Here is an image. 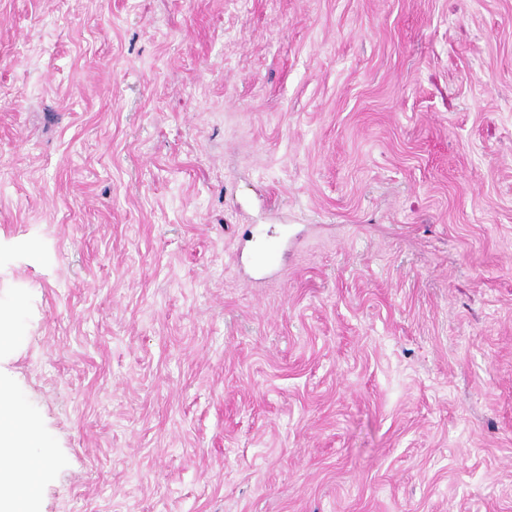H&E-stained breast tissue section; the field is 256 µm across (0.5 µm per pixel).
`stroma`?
<instances>
[{"label": "stroma", "mask_w": 512, "mask_h": 512, "mask_svg": "<svg viewBox=\"0 0 512 512\" xmlns=\"http://www.w3.org/2000/svg\"><path fill=\"white\" fill-rule=\"evenodd\" d=\"M14 302L35 512H512V0H0Z\"/></svg>", "instance_id": "35a3bbf8"}]
</instances>
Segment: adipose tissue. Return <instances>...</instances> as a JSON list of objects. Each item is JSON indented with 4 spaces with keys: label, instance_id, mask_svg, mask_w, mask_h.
I'll use <instances>...</instances> for the list:
<instances>
[{
    "label": "adipose tissue",
    "instance_id": "ef3b65f1",
    "mask_svg": "<svg viewBox=\"0 0 512 512\" xmlns=\"http://www.w3.org/2000/svg\"><path fill=\"white\" fill-rule=\"evenodd\" d=\"M4 411L23 423L19 429L0 425V512H17L18 507H32L34 500L24 494L26 477L16 462L29 454L48 455L52 442L37 429L11 376L0 372V413Z\"/></svg>",
    "mask_w": 512,
    "mask_h": 512
}]
</instances>
